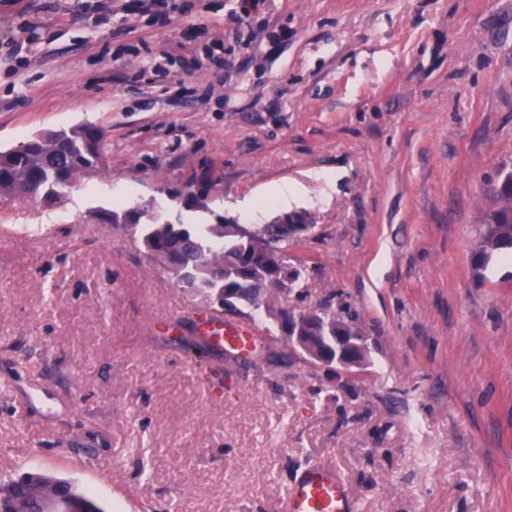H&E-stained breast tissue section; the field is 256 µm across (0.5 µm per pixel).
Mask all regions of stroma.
Returning a JSON list of instances; mask_svg holds the SVG:
<instances>
[{"instance_id":"obj_1","label":"stroma","mask_w":512,"mask_h":512,"mask_svg":"<svg viewBox=\"0 0 512 512\" xmlns=\"http://www.w3.org/2000/svg\"><path fill=\"white\" fill-rule=\"evenodd\" d=\"M176 2L162 27L123 0L101 25L93 0H0V150L91 123L109 157L60 206H0V483L279 512L323 465L355 512H512V261L473 267L512 171V0H265L247 45L229 0ZM285 182L288 208L243 213ZM119 189L195 228L307 213L288 309L352 314L364 364L313 362L262 314L253 359L190 350L220 305L96 219Z\"/></svg>"}]
</instances>
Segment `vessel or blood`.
Masks as SVG:
<instances>
[{
    "label": "vessel or blood",
    "mask_w": 512,
    "mask_h": 512,
    "mask_svg": "<svg viewBox=\"0 0 512 512\" xmlns=\"http://www.w3.org/2000/svg\"><path fill=\"white\" fill-rule=\"evenodd\" d=\"M199 323L211 346L234 351L243 358L250 357L260 337L258 326L252 322H229L204 313ZM282 512H352V504L332 470L310 467L288 492Z\"/></svg>",
    "instance_id": "vessel-or-blood-1"
}]
</instances>
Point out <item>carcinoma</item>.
<instances>
[{
  "label": "carcinoma",
  "instance_id": "carcinoma-1",
  "mask_svg": "<svg viewBox=\"0 0 512 512\" xmlns=\"http://www.w3.org/2000/svg\"><path fill=\"white\" fill-rule=\"evenodd\" d=\"M105 131L76 125L41 142L27 141L17 149L0 151V202L27 198L54 206L68 189L90 182L109 168ZM493 206L483 215L481 245L475 270L496 253L512 254V185L491 195ZM112 223L135 230L172 278L188 288L217 297L232 293L236 304L262 312L283 323L288 307L283 300L300 277L288 266V246L276 224L260 225L242 235L231 222L219 221L198 230L165 216L155 203L109 211ZM303 335L323 346L334 344L336 333L355 331L334 313L303 312ZM15 482L0 485V512H23L12 497Z\"/></svg>",
  "mask_w": 512,
  "mask_h": 512
}]
</instances>
